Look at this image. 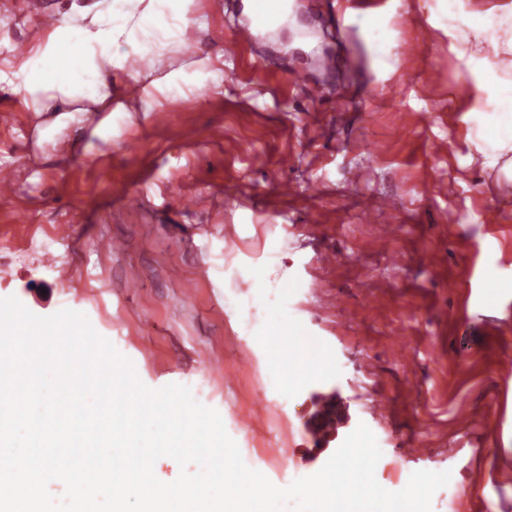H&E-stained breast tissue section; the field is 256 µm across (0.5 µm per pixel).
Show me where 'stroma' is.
<instances>
[{
    "instance_id": "obj_1",
    "label": "stroma",
    "mask_w": 512,
    "mask_h": 512,
    "mask_svg": "<svg viewBox=\"0 0 512 512\" xmlns=\"http://www.w3.org/2000/svg\"><path fill=\"white\" fill-rule=\"evenodd\" d=\"M242 10L195 0L185 44L135 60L126 111L99 127L31 141L25 95L0 91V168L15 173L0 197V298L85 314L147 387L188 386L227 426L262 383L291 436L261 425L235 441L276 486L317 472L363 423L385 438L379 467L450 472L464 512H512V179L473 143L444 0H288L277 39L246 46L232 34ZM49 34L24 0H0V78ZM205 58L216 82L159 105L144 95V74ZM99 237L123 253L100 254ZM281 306L286 329L270 315ZM264 335L303 337L334 366L285 395ZM327 403L336 429L320 439Z\"/></svg>"
}]
</instances>
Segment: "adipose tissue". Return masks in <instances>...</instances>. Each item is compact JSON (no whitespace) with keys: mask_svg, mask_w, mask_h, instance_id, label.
I'll use <instances>...</instances> for the list:
<instances>
[{"mask_svg":"<svg viewBox=\"0 0 512 512\" xmlns=\"http://www.w3.org/2000/svg\"><path fill=\"white\" fill-rule=\"evenodd\" d=\"M192 0H95L51 31L26 56L15 84L34 112L54 102L60 121L73 102L84 114L112 109V81L131 73L134 56H159L183 45ZM448 46L457 48L470 75L468 111L483 117V165L512 168V85L484 74L477 61L486 53L512 54V0L487 10L466 11L464 0H448Z\"/></svg>","mask_w":512,"mask_h":512,"instance_id":"adipose-tissue-1","label":"adipose tissue"}]
</instances>
